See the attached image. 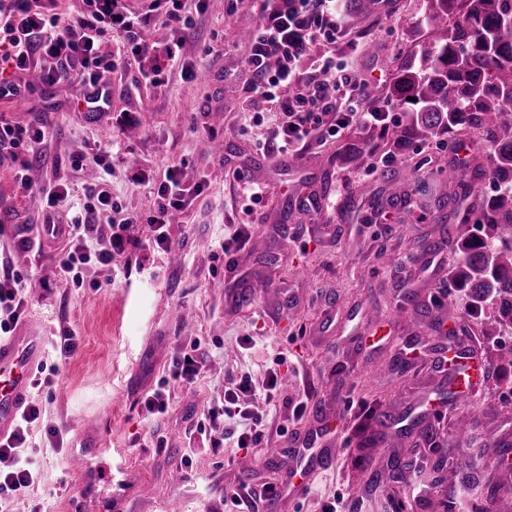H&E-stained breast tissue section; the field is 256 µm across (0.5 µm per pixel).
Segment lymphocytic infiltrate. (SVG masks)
<instances>
[{
	"mask_svg": "<svg viewBox=\"0 0 512 512\" xmlns=\"http://www.w3.org/2000/svg\"><path fill=\"white\" fill-rule=\"evenodd\" d=\"M88 10L61 17L47 14L35 0H0V97L19 91L12 76L39 66L50 84L78 83L80 89L108 86L122 58L140 64L144 84L158 85L164 71L177 68L187 81L199 77L197 65L183 60L179 46L186 29L180 26L181 0H150L144 11L134 12L120 0H89ZM259 22L248 43L244 67L253 79L245 90L244 112H277L282 120L257 147L282 156L300 152L315 139L339 138L351 126L374 128L389 116L366 91V84L352 70L336 63V43L349 28L337 0H253ZM165 15L175 22L174 45L157 57L144 33L151 20ZM119 31L122 42L116 51L103 49V38ZM40 128L0 125V162L11 161V171L22 189L33 187L28 175L25 150L42 143ZM208 180L199 176L185 181L179 167L167 169L160 181L153 210L128 211L112 197L107 177L87 185L81 201H74L66 184L46 181L38 187L49 208L69 213L68 246L58 256L61 270L73 282L83 281L86 270L111 269L116 253L124 249L123 230L145 224L152 230L154 248L168 253L171 240L165 216L168 210L186 208L191 196L201 194ZM113 229L109 248L89 244L95 225ZM26 274L12 267L0 268V336L15 330L28 301L23 293ZM256 388L251 379L241 378L225 389L224 399L208 410V423L198 433H213L220 445L221 423L237 426L236 444L249 448L258 440L260 417L249 399ZM42 413L29 404L10 436L0 440V458H13L10 469H0V502L25 493L38 478L29 462L19 455Z\"/></svg>",
	"mask_w": 512,
	"mask_h": 512,
	"instance_id": "obj_1",
	"label": "lymphocytic infiltrate"
}]
</instances>
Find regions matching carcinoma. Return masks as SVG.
Masks as SVG:
<instances>
[{
    "label": "carcinoma",
    "instance_id": "obj_1",
    "mask_svg": "<svg viewBox=\"0 0 512 512\" xmlns=\"http://www.w3.org/2000/svg\"><path fill=\"white\" fill-rule=\"evenodd\" d=\"M375 0H350L359 29L373 20ZM512 0H426L419 24L432 39L398 64L390 98L403 116L379 128L394 154L413 141L471 130L487 143V165L456 179L468 206L435 202L436 223L454 240L453 287L464 296V316L485 317L512 329ZM374 135L343 146V158L362 164ZM489 180L491 194L480 189Z\"/></svg>",
    "mask_w": 512,
    "mask_h": 512
}]
</instances>
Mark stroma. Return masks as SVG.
Here are the masks:
<instances>
[{
	"label": "stroma",
	"mask_w": 512,
	"mask_h": 512,
	"mask_svg": "<svg viewBox=\"0 0 512 512\" xmlns=\"http://www.w3.org/2000/svg\"><path fill=\"white\" fill-rule=\"evenodd\" d=\"M424 6L425 0H378L370 34H349L360 52L338 42L337 62L368 80L377 97H386L400 58L425 42V31L416 25ZM182 12L192 20L182 53L209 73L208 82H185L174 69L164 74L163 85L134 92L139 65L128 60L112 74L109 111L96 119L80 108L76 87L47 85L36 67L19 97L0 98V118L46 129V140L29 160L49 179L67 183L74 195L92 178L89 169L73 167V156L99 149L109 153L112 195L129 211L151 207L168 167L204 173L209 180L189 207L170 215L179 263L149 247L146 226L137 224L127 231L131 244L117 256L114 272L87 273L78 285L56 262L62 240H48L38 253L21 247L22 238L46 223V203L37 191L22 190L9 167H0V262L35 272L24 320L45 339L67 331L80 339L66 360L50 349L44 353V364L58 373L51 386L31 395L43 425L20 451L39 477L27 494L7 502L8 512H35L40 504L47 512H69L76 495L103 502V512H166L173 500L181 512H231L225 489H284L293 461L281 444L327 420L342 439L341 451L306 492L284 494L281 512H322L325 502L339 496L345 512H393L397 504L403 512H473L501 468L496 443L512 441V335L462 320L463 301L449 291L446 274L454 252H446L444 272L435 275L425 271L414 246L435 236L433 205L455 189L449 166L473 164L476 155L486 154L485 144L466 131L453 143L414 144L391 163L376 155L370 165L351 168L340 160L342 140L329 139L312 142L293 170H283L255 147L256 137L268 133L267 121L245 120L240 110L250 80L241 33L254 28V15L234 0H183ZM211 46L219 48L218 57L206 56ZM207 138L222 142V153H202L199 144ZM242 171L270 187L249 216L241 211ZM385 171L411 193V206H377L388 193ZM297 197L320 201L321 207L293 224L283 202ZM244 223L246 247L222 253L224 237ZM274 239L281 261L270 267L262 256ZM256 280L268 289L249 302L225 297V288L238 291ZM408 290L435 305L437 316L461 322L464 341L489 373L473 398L475 410L427 416L434 444L416 434L398 436L376 452L360 445L359 427L369 414L398 416L442 389L426 361L402 373L393 366L414 325L429 324L403 302ZM363 309L380 324L381 340L372 349L359 348L352 333ZM193 343L200 346L203 373L191 383L172 379L174 357ZM375 356L384 365L378 374L370 368ZM273 370L282 378L281 399H254L262 433L253 447H236L231 435L218 448L206 439L188 440V432L204 422L207 406L223 399L225 387L245 376L263 386ZM164 378L171 410L145 418L140 400ZM301 401L306 408L294 415ZM49 425L64 431L65 448L49 446ZM463 426L472 429L469 441L452 446ZM76 449L88 453L97 482L71 467ZM420 453L444 459L453 472L468 465L471 495L453 496L441 485L412 505L408 473L376 493L366 491L368 460H409ZM187 454L192 464L184 463Z\"/></svg>",
	"instance_id": "stroma-1"
}]
</instances>
